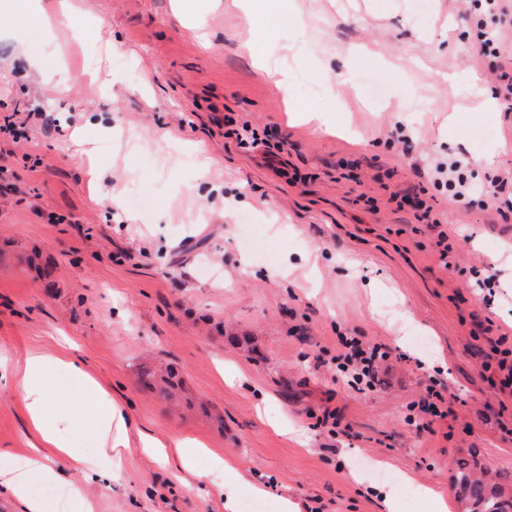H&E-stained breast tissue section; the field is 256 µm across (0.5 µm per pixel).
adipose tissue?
I'll use <instances>...</instances> for the list:
<instances>
[{"instance_id":"ef3b65f1","label":"adipose tissue","mask_w":512,"mask_h":512,"mask_svg":"<svg viewBox=\"0 0 512 512\" xmlns=\"http://www.w3.org/2000/svg\"><path fill=\"white\" fill-rule=\"evenodd\" d=\"M64 372L67 389L55 383ZM17 388L40 441L22 462L0 467V487L23 503L26 512H47L49 505L36 494L34 483L51 484L53 470L44 463L49 454L66 457L72 470L89 480L115 478L123 448L128 447V419L82 363L67 355L30 352L20 367ZM54 418H47V410ZM94 441L91 449L77 445L78 438Z\"/></svg>"}]
</instances>
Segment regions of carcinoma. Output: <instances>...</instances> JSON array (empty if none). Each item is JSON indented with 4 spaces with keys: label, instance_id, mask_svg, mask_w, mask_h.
Segmentation results:
<instances>
[{
    "label": "carcinoma",
    "instance_id": "cac0c4a2",
    "mask_svg": "<svg viewBox=\"0 0 512 512\" xmlns=\"http://www.w3.org/2000/svg\"><path fill=\"white\" fill-rule=\"evenodd\" d=\"M175 370L145 368L141 371V385L150 391H157L170 398L179 387ZM484 467L477 460H459L455 464L452 482L456 489L458 502L464 512H512V495L495 482L485 479Z\"/></svg>",
    "mask_w": 512,
    "mask_h": 512
}]
</instances>
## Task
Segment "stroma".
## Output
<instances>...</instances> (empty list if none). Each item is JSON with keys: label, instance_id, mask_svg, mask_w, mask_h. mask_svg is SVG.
<instances>
[{"label": "stroma", "instance_id": "35a3bbf8", "mask_svg": "<svg viewBox=\"0 0 512 512\" xmlns=\"http://www.w3.org/2000/svg\"><path fill=\"white\" fill-rule=\"evenodd\" d=\"M72 2L117 51L0 9V120L47 116L0 140V351L71 352L135 428L205 451L186 470L125 449L112 483L49 457L60 479L95 512H224L212 452L271 512H380L379 468L400 512H429L425 487L462 512V458L511 489L512 394L487 365L499 333L512 349V187L485 177L512 170V81L479 53L474 0H263L287 94L242 51L258 25L234 0H190L201 32L178 0ZM291 106L331 110L335 132ZM453 159L477 185L459 199L434 173ZM342 335L387 348L374 389L337 373ZM148 361L176 365L194 407L143 389ZM12 374L9 461L37 440ZM431 388L450 412L429 424Z\"/></svg>", "mask_w": 512, "mask_h": 512}]
</instances>
